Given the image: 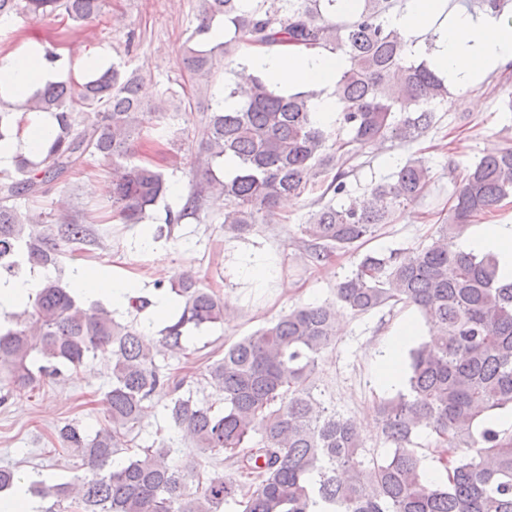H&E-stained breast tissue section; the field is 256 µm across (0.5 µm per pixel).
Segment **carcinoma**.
<instances>
[{"mask_svg":"<svg viewBox=\"0 0 512 512\" xmlns=\"http://www.w3.org/2000/svg\"><path fill=\"white\" fill-rule=\"evenodd\" d=\"M342 14L338 0H200L197 24L183 56L192 86L202 91L215 69L245 43L255 48L328 51L347 67L333 95L344 104L336 130L314 119L307 92L277 90L263 77L233 72L227 110L206 100L196 157L197 178L182 209L167 210L166 223L198 218L207 200L224 197V236L238 237L275 213L286 198L308 188L322 193L319 209L302 224L309 258L326 262L334 250L357 249L381 224L420 200L431 182L420 159L352 197L346 156L388 139L412 142L435 124L452 93L429 62L411 59L408 44L389 26L394 0H355ZM104 0H0V18L34 20L63 16L80 27L102 15ZM224 19L234 36L206 42ZM141 79L120 63L81 83L58 82L36 90L21 105L45 112L56 129L35 157L15 156L0 172V278L22 264L47 268L58 253L40 216L22 219L13 201L37 197L91 159L110 165L112 210L125 224H141L163 198V172L136 158L135 143L159 125L171 104L184 102L166 89L153 104L140 96ZM16 106L0 99V141L20 134ZM93 118L76 127V115ZM232 159L233 175L215 167ZM512 196V148L479 157L466 172L430 241L387 254L368 252L336 285L335 301L297 306L209 359L200 380L221 395L223 409L197 398L192 382L163 361L185 353L186 333L226 316L224 296L185 274L170 283L180 314L147 334L133 319L118 322L98 304L81 306L57 279H47L24 310L9 313L0 332V382L21 394L63 367L97 356L112 357L104 398L108 425L90 435L75 423L56 431L77 451L87 474L72 483L32 484L54 499L46 512H221L228 501L242 512H512V430L486 421L512 409V281L499 274L491 253L457 246L473 218ZM346 198L343 203L339 198ZM69 243L84 240L74 218L60 225ZM415 307L429 340L408 351L405 390L381 401L377 411L390 455L359 459L355 422L316 399L310 378L316 356L336 336V306L365 314L385 306ZM169 396L168 421L195 442L201 454L224 451L236 459L249 484L221 474L200 479L201 461L177 462L175 449L139 448L128 462L112 458L128 448V436L153 412L156 395ZM436 434L445 477L426 478L414 448L421 422ZM197 479L195 491L189 481Z\"/></svg>","mask_w":512,"mask_h":512,"instance_id":"obj_1","label":"carcinoma"}]
</instances>
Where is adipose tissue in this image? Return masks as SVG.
Here are the masks:
<instances>
[{"label": "adipose tissue", "mask_w": 512, "mask_h": 512, "mask_svg": "<svg viewBox=\"0 0 512 512\" xmlns=\"http://www.w3.org/2000/svg\"><path fill=\"white\" fill-rule=\"evenodd\" d=\"M446 0H405L392 15L389 25L414 47L431 38L432 67L445 76L452 87L468 89L478 71L512 62V25L489 14L458 11L449 22H440ZM68 67L54 66L36 43L26 42L10 51H0V99L22 103L35 90L49 83L82 78L92 69L112 63L108 45H71L63 50ZM249 73L262 76L282 89L311 93V107L320 122L335 119L341 106L332 90L346 66L341 56L328 52L293 53L257 50L245 62ZM54 126L45 113L28 112L20 137L0 142V166L12 164L16 155H36ZM463 250L492 252L499 259L500 273L512 280V225L487 224L473 236L464 238ZM71 286L76 294H101L116 308H128L132 298L141 296L140 282L120 280L102 273L78 272Z\"/></svg>", "instance_id": "adipose-tissue-1"}]
</instances>
